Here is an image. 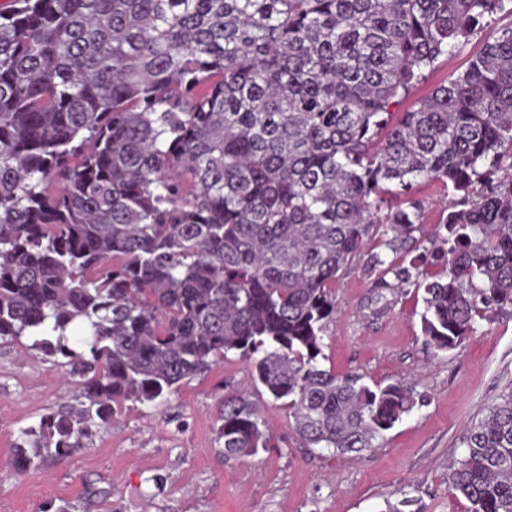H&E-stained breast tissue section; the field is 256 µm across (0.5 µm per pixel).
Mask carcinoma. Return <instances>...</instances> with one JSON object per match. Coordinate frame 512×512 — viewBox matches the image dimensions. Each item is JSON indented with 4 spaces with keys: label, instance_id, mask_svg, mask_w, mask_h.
<instances>
[{
    "label": "carcinoma",
    "instance_id": "1",
    "mask_svg": "<svg viewBox=\"0 0 512 512\" xmlns=\"http://www.w3.org/2000/svg\"><path fill=\"white\" fill-rule=\"evenodd\" d=\"M479 53L407 112L438 59ZM423 290L434 352L512 309V0H6L0 5V341L71 366L79 407L21 431L14 469L85 447L230 352L310 448L374 447L420 399L323 366L339 273ZM228 458L274 447L224 392ZM449 489L512 512V390L463 434Z\"/></svg>",
    "mask_w": 512,
    "mask_h": 512
}]
</instances>
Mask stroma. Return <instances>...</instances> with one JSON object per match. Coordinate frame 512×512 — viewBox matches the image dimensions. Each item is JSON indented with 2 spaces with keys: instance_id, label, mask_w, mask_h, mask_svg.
Returning a JSON list of instances; mask_svg holds the SVG:
<instances>
[{
  "instance_id": "obj_1",
  "label": "stroma",
  "mask_w": 512,
  "mask_h": 512,
  "mask_svg": "<svg viewBox=\"0 0 512 512\" xmlns=\"http://www.w3.org/2000/svg\"><path fill=\"white\" fill-rule=\"evenodd\" d=\"M484 42L475 36L437 66L397 109H410L450 74L465 69ZM423 224L416 243L394 253L370 244L336 281V317L327 327L325 354L339 373L368 385L395 380L424 399L373 449L335 456L305 447L288 424V410L268 403L265 418L276 445L247 460L225 458L214 427L225 384L250 392L246 364L229 354L156 405L126 402L120 420L93 430L88 448L51 455L16 473L12 461L22 429L78 404L67 367L28 354L25 340L0 344V512H385L403 495L422 512H468L448 491L460 438L500 395L512 390V314L481 322L463 345L434 354L420 330L422 299L379 287L368 261L379 252L409 263L442 219L439 184L421 185Z\"/></svg>"
}]
</instances>
